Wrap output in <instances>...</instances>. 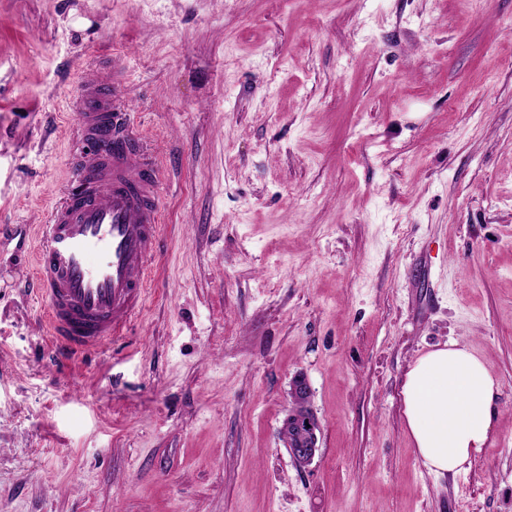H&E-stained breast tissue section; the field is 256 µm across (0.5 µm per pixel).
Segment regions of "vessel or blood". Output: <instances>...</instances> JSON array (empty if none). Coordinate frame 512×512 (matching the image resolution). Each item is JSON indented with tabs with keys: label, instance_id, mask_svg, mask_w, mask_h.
Here are the masks:
<instances>
[{
	"label": "vessel or blood",
	"instance_id": "vessel-or-blood-1",
	"mask_svg": "<svg viewBox=\"0 0 512 512\" xmlns=\"http://www.w3.org/2000/svg\"><path fill=\"white\" fill-rule=\"evenodd\" d=\"M77 108L84 156L40 227L35 258L46 339L68 357L125 332L144 305L149 261L162 244L164 171L134 137L128 106L89 69Z\"/></svg>",
	"mask_w": 512,
	"mask_h": 512
}]
</instances>
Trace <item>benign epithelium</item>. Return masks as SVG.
<instances>
[{"label": "benign epithelium", "instance_id": "benign-epithelium-1", "mask_svg": "<svg viewBox=\"0 0 512 512\" xmlns=\"http://www.w3.org/2000/svg\"><path fill=\"white\" fill-rule=\"evenodd\" d=\"M289 397L292 409L287 415L282 430L292 431L294 440L286 443L288 452L295 463L305 466L310 464L318 452L320 424L309 410L308 403L311 387L303 375L294 377L289 385Z\"/></svg>", "mask_w": 512, "mask_h": 512}]
</instances>
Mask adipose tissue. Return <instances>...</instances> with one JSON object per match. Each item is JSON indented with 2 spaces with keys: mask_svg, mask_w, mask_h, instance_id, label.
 Returning a JSON list of instances; mask_svg holds the SVG:
<instances>
[{
  "mask_svg": "<svg viewBox=\"0 0 512 512\" xmlns=\"http://www.w3.org/2000/svg\"><path fill=\"white\" fill-rule=\"evenodd\" d=\"M499 384L467 345L449 340L418 356L402 386L403 414L424 466L457 475L487 445Z\"/></svg>",
  "mask_w": 512,
  "mask_h": 512,
  "instance_id": "ef3b65f1",
  "label": "adipose tissue"
}]
</instances>
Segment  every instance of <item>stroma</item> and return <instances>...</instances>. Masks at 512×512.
<instances>
[{
    "instance_id": "35a3bbf8",
    "label": "stroma",
    "mask_w": 512,
    "mask_h": 512,
    "mask_svg": "<svg viewBox=\"0 0 512 512\" xmlns=\"http://www.w3.org/2000/svg\"><path fill=\"white\" fill-rule=\"evenodd\" d=\"M88 69L165 236L124 335L60 359L31 257ZM1 225L0 512H512V0H0ZM452 338L499 394L441 477L401 386ZM288 394L292 409L283 423L282 431L290 430L294 433L293 442L288 440L286 447L294 462L305 466L313 461L319 450L318 434L321 430L317 418L308 407L311 387L307 378L303 375L295 376L290 382Z\"/></svg>"
}]
</instances>
